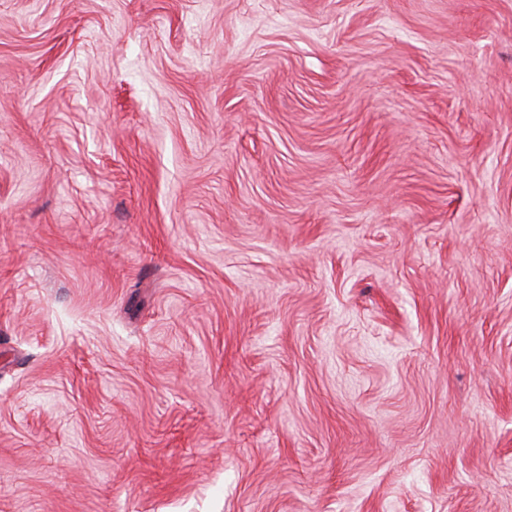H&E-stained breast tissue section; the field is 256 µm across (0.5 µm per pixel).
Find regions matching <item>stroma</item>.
<instances>
[{"instance_id":"obj_1","label":"stroma","mask_w":512,"mask_h":512,"mask_svg":"<svg viewBox=\"0 0 512 512\" xmlns=\"http://www.w3.org/2000/svg\"><path fill=\"white\" fill-rule=\"evenodd\" d=\"M0 512H512V0H0Z\"/></svg>"}]
</instances>
